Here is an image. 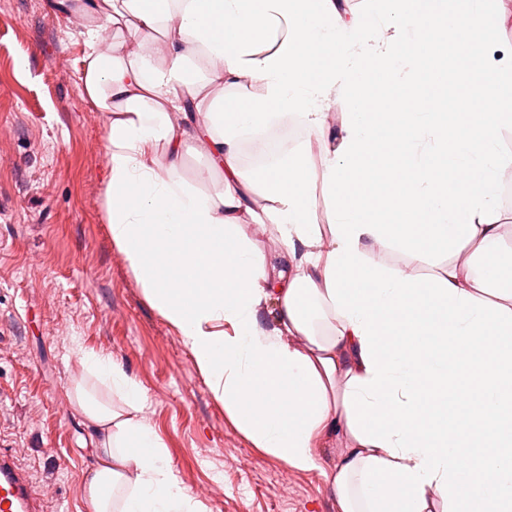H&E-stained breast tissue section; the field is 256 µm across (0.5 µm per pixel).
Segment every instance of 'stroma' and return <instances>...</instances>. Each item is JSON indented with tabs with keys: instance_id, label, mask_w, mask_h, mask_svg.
Segmentation results:
<instances>
[{
	"instance_id": "stroma-1",
	"label": "stroma",
	"mask_w": 512,
	"mask_h": 512,
	"mask_svg": "<svg viewBox=\"0 0 512 512\" xmlns=\"http://www.w3.org/2000/svg\"><path fill=\"white\" fill-rule=\"evenodd\" d=\"M88 26L102 51L134 38L65 23L54 0H0V448L17 449L46 512H87L96 443L67 393L81 347L141 383L171 467L209 512H340L319 472L228 420L114 245L104 118L78 89Z\"/></svg>"
}]
</instances>
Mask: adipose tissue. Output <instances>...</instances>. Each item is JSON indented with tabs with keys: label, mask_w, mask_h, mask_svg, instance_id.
Returning <instances> with one entry per match:
<instances>
[{
	"label": "adipose tissue",
	"mask_w": 512,
	"mask_h": 512,
	"mask_svg": "<svg viewBox=\"0 0 512 512\" xmlns=\"http://www.w3.org/2000/svg\"><path fill=\"white\" fill-rule=\"evenodd\" d=\"M485 4L454 8L450 21L412 0H369L370 26L342 0H95L100 18L136 36L89 52L79 76L81 97L104 115L112 240L254 447L313 471L325 440L346 439L323 470L342 512H432L435 489L447 512L465 498L480 512H512V289L475 271L478 254L502 240L498 174L512 154L500 129L512 112V63L488 68L472 56L465 78L477 105L468 113L412 102L403 112L344 113L335 131L327 112L363 90L355 72L419 69L433 39L455 50L463 29L474 45L495 43L500 25ZM247 78L262 94L226 111L218 89ZM286 117L324 142L319 164L298 152L245 168L241 131ZM389 145L409 169L392 184L381 163ZM450 146L459 168L478 174L459 195L448 192L454 173L431 161ZM198 149L208 173L223 176L214 190L181 177ZM259 188L269 204L257 212ZM420 213L432 218L423 237L412 232ZM249 219L272 227L276 250L253 245ZM385 242L414 262L453 259L424 280L372 264L369 250ZM270 298L269 329L259 308ZM79 363L70 399L97 444L88 512H208L181 488L141 384L111 356L85 352ZM461 373L477 375L480 397L449 387ZM89 376L117 390L119 403L90 394ZM467 439L474 451L464 465ZM491 470L498 480L488 485Z\"/></svg>",
	"instance_id": "ef3b65f1"
}]
</instances>
